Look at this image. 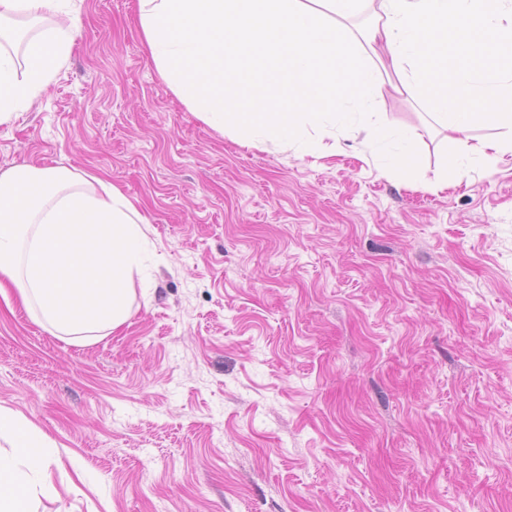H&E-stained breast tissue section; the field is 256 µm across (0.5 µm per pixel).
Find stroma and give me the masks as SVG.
<instances>
[{
  "instance_id": "35a3bbf8",
  "label": "stroma",
  "mask_w": 512,
  "mask_h": 512,
  "mask_svg": "<svg viewBox=\"0 0 512 512\" xmlns=\"http://www.w3.org/2000/svg\"><path fill=\"white\" fill-rule=\"evenodd\" d=\"M76 8L0 172L97 174L146 244L98 341L0 298V409L48 440L34 512H512V154L485 175L385 86L417 186L352 122L333 154L240 145L159 77L136 0Z\"/></svg>"
}]
</instances>
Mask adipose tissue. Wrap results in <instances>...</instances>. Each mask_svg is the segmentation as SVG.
<instances>
[{
	"label": "adipose tissue",
	"instance_id": "adipose-tissue-1",
	"mask_svg": "<svg viewBox=\"0 0 512 512\" xmlns=\"http://www.w3.org/2000/svg\"><path fill=\"white\" fill-rule=\"evenodd\" d=\"M71 0H0V20L34 24L27 64L0 51V124L53 79L72 43ZM371 22L349 26L362 12ZM68 16L60 24L58 16ZM143 43L173 93L245 146L280 142L316 153L331 119L368 104L383 71L443 127L480 124L498 137L469 145L486 171L512 154V0H138ZM144 217L91 173L19 165L0 173V275L60 339L81 343L123 325L146 239ZM0 512H31L44 446L0 411Z\"/></svg>",
	"mask_w": 512,
	"mask_h": 512
}]
</instances>
